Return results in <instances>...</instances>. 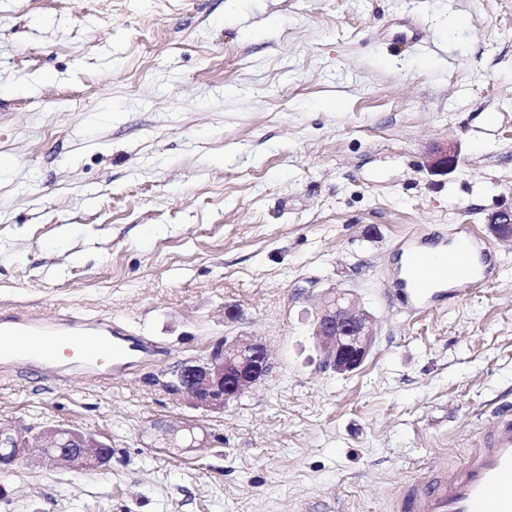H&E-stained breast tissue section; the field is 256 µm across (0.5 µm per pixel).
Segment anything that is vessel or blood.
I'll return each mask as SVG.
<instances>
[{"mask_svg": "<svg viewBox=\"0 0 512 512\" xmlns=\"http://www.w3.org/2000/svg\"><path fill=\"white\" fill-rule=\"evenodd\" d=\"M409 273L397 277L391 291L402 305L425 309L458 298L462 286H478L491 279L490 265L476 268L472 259L485 257L487 246L472 225L457 227L452 243L457 259L448 262L445 250H434L425 234L405 239ZM108 320L86 321L71 310L0 311V335L14 337L0 345V366L24 365L32 357L52 360L62 338H70L80 351V362L94 378L109 380L112 372L102 366L104 356L120 360L128 350L112 339ZM434 482H420L398 491L393 512H512V406L492 411L484 423L483 438L466 462L458 468L432 463Z\"/></svg>", "mask_w": 512, "mask_h": 512, "instance_id": "b4317fda", "label": "vessel or blood"}]
</instances>
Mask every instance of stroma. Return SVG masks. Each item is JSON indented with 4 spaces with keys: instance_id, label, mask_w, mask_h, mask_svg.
Instances as JSON below:
<instances>
[{
    "instance_id": "35a3bbf8",
    "label": "stroma",
    "mask_w": 512,
    "mask_h": 512,
    "mask_svg": "<svg viewBox=\"0 0 512 512\" xmlns=\"http://www.w3.org/2000/svg\"><path fill=\"white\" fill-rule=\"evenodd\" d=\"M506 208L512 0H0V304L147 344L106 384L0 377V421L112 445L104 469L0 473V512H391L512 403ZM460 224L496 278L401 312L402 235ZM339 293L375 319L347 376L311 336ZM241 331L274 363L255 390L211 413L166 389ZM187 420L204 447L161 451Z\"/></svg>"
}]
</instances>
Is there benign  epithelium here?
I'll return each mask as SVG.
<instances>
[{"label": "benign epithelium", "instance_id": "7a95c632", "mask_svg": "<svg viewBox=\"0 0 512 512\" xmlns=\"http://www.w3.org/2000/svg\"><path fill=\"white\" fill-rule=\"evenodd\" d=\"M491 232L512 238V209L498 212L488 222ZM313 336L321 355V366L338 374L358 369L370 353L375 336L372 314L345 296L325 302L313 319ZM273 371L266 343L258 336L237 333L216 342L202 359L180 363L167 388L187 396L191 406L222 412L232 401L252 391ZM10 441L12 451L0 459L6 467L32 459L30 448L56 449L57 466L84 471L105 468L112 460L108 441L73 428L43 426L21 429L0 422V442Z\"/></svg>", "mask_w": 512, "mask_h": 512}]
</instances>
